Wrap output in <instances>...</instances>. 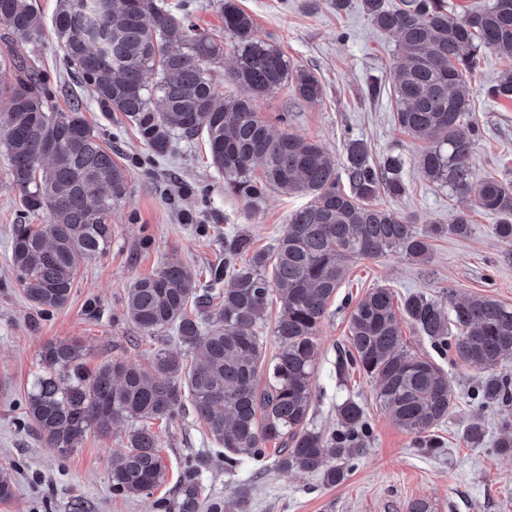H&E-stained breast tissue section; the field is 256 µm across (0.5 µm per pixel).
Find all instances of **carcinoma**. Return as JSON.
Instances as JSON below:
<instances>
[{"label": "carcinoma", "mask_w": 512, "mask_h": 512, "mask_svg": "<svg viewBox=\"0 0 512 512\" xmlns=\"http://www.w3.org/2000/svg\"><path fill=\"white\" fill-rule=\"evenodd\" d=\"M378 31L396 39L397 58L387 77L399 126L428 146L414 165L450 196H472L495 219L494 235L512 246V181L476 177L470 163L476 123L470 77L486 51L512 60V0H488L459 15L448 0H361ZM220 32L197 29L162 0H59L52 27L73 75L102 112H120L147 148L163 157L176 140L205 138L211 165L224 174V190L247 205L268 190L309 201L289 213L267 251L249 234H224V263L200 282L179 261L139 279L126 291L125 317L146 335L172 330L190 359L157 350L147 365L116 357L94 368L73 340L51 341L40 357L42 373L27 397L29 427L62 453L86 435L111 433L127 422L124 451L110 465L112 491L135 497L165 479L156 420L170 421L190 403L211 438L224 448V471L259 462L277 446L276 465L320 478L345 479L339 462L366 443L363 405L337 406L338 430L311 426L317 336L344 281L346 264L398 251L423 263L441 235L463 237L470 216L456 211L446 224L421 225L379 206L384 193H405V161H375L362 139L343 143L337 159L321 144L291 133H272L255 102L281 89L306 103L320 101L321 81L275 45L254 35V21L237 0H216ZM0 152L27 211L43 224H15L11 262L16 278L39 310L59 309L70 298L81 259L104 254L112 243V209L126 198L129 174L79 110H59L42 87L30 50L44 40V20L32 0H0ZM236 64L224 82H212L224 63V40ZM496 100H512V69L488 87ZM279 303L273 335L278 350L266 359L257 327L272 299ZM391 289L372 288L349 315L350 350L340 371L353 366L377 383V400L395 423L433 450L435 429L453 413L448 380L431 359L413 354L401 322L438 349L453 341L456 357L486 372L478 381L483 403L512 405V384L494 374L512 361V307L487 295L440 298L413 293L394 303ZM267 372L259 389L257 376ZM188 462L176 499L157 501L159 512H245L241 496L230 504L203 497L200 469Z\"/></svg>", "instance_id": "cac0c4a2"}]
</instances>
